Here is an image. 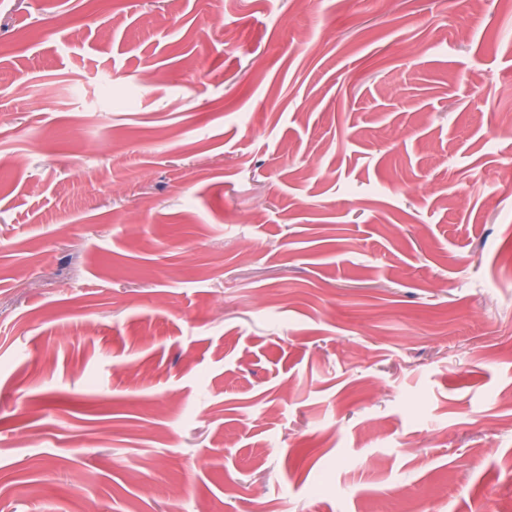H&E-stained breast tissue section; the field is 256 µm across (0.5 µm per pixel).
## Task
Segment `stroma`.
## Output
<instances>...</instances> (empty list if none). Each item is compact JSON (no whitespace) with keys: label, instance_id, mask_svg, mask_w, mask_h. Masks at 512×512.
I'll return each mask as SVG.
<instances>
[{"label":"stroma","instance_id":"stroma-1","mask_svg":"<svg viewBox=\"0 0 512 512\" xmlns=\"http://www.w3.org/2000/svg\"><path fill=\"white\" fill-rule=\"evenodd\" d=\"M502 121L512 0H0V512H512Z\"/></svg>","mask_w":512,"mask_h":512}]
</instances>
